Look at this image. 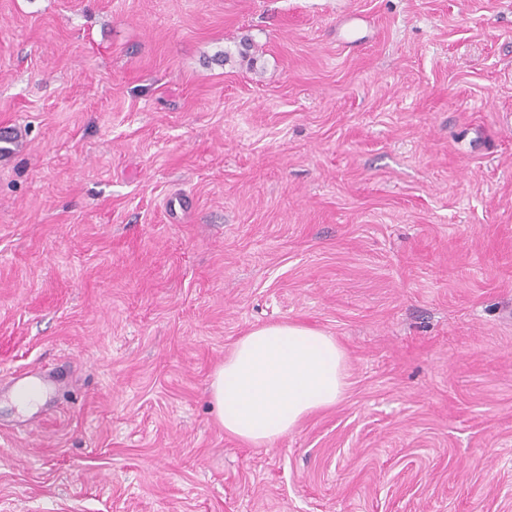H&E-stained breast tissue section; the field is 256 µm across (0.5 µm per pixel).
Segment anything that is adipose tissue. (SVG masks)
Segmentation results:
<instances>
[{"label": "adipose tissue", "mask_w": 512, "mask_h": 512, "mask_svg": "<svg viewBox=\"0 0 512 512\" xmlns=\"http://www.w3.org/2000/svg\"><path fill=\"white\" fill-rule=\"evenodd\" d=\"M345 387L346 354L333 337L302 323H274L235 342L210 395L225 433L259 446L336 405Z\"/></svg>", "instance_id": "ef3b65f1"}]
</instances>
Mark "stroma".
Wrapping results in <instances>:
<instances>
[{
    "instance_id": "35a3bbf8",
    "label": "stroma",
    "mask_w": 512,
    "mask_h": 512,
    "mask_svg": "<svg viewBox=\"0 0 512 512\" xmlns=\"http://www.w3.org/2000/svg\"><path fill=\"white\" fill-rule=\"evenodd\" d=\"M4 131L0 512H512V0H0ZM281 322L346 391L247 445ZM346 354L302 323H274L241 336L210 383L224 432L249 445L288 435L311 413L338 403Z\"/></svg>"
}]
</instances>
